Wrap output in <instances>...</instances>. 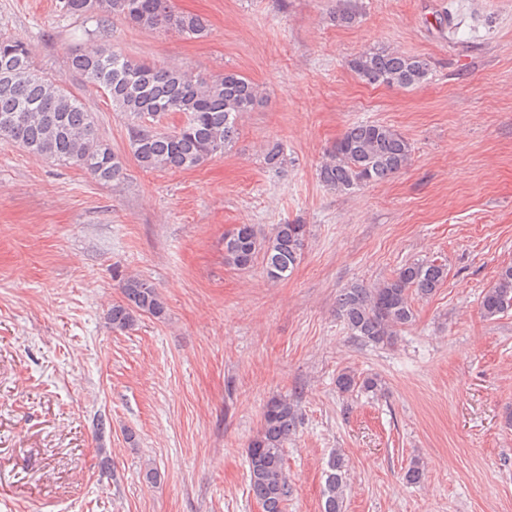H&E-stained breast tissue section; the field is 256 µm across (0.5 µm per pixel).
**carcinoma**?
Returning <instances> with one entry per match:
<instances>
[{"label":"carcinoma","instance_id":"cac0c4a2","mask_svg":"<svg viewBox=\"0 0 512 512\" xmlns=\"http://www.w3.org/2000/svg\"><path fill=\"white\" fill-rule=\"evenodd\" d=\"M68 17L112 19L147 30L201 36L207 30L198 14L178 11L172 0H61ZM330 17L340 27L359 18L356 7L338 4ZM69 68L84 83L109 97L112 109L128 121L130 152L144 170L194 169L224 152L238 135L241 115L263 102L264 90L234 70L205 77L181 66H160L132 59L121 47L103 43L93 50L75 51ZM350 70L369 86L415 88L427 82L429 61L390 49L365 50L349 60ZM172 112L183 115L180 125L168 130L160 121ZM0 139L62 165L85 170L99 181L124 175L123 158L99 136L94 117L65 82L33 66L28 45L0 36ZM412 144L392 126L354 122L336 139L318 169L324 186L336 193H351L360 186L392 178L412 157ZM265 164L278 173L288 167L283 144L266 149ZM308 228L305 224H274L264 232L255 224H239L224 235V263L248 269L262 258L268 278L287 277L299 262ZM447 278L444 264L422 260L403 265L390 278L352 282L336 295V314L350 335L374 345H392L414 317L413 301L426 298ZM124 301L107 313L114 330L135 325L145 313L165 314L158 289L137 276L120 281ZM512 308V265L499 269L494 284L481 299V314L493 318ZM337 388L348 393L361 389L377 393L381 381L343 372ZM299 425L296 405L288 397L271 398L263 423L248 446L250 489L264 512H283L291 485L284 465V447ZM347 464L339 452L328 461L323 512H344Z\"/></svg>","mask_w":512,"mask_h":512}]
</instances>
